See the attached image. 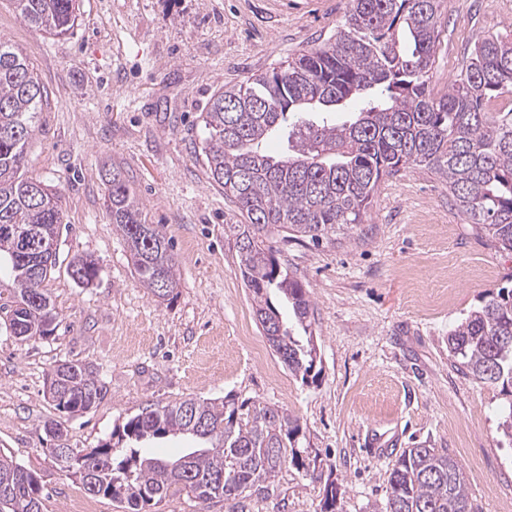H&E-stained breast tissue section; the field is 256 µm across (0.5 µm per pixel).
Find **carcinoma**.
<instances>
[{
	"label": "carcinoma",
	"instance_id": "carcinoma-1",
	"mask_svg": "<svg viewBox=\"0 0 512 512\" xmlns=\"http://www.w3.org/2000/svg\"><path fill=\"white\" fill-rule=\"evenodd\" d=\"M23 21L64 37L73 28L79 0H14ZM445 0H348L344 22L324 44L270 71L213 94L201 114L206 130L202 154L208 178L224 190L244 218L226 225L238 253L240 273L254 294L255 316L273 351L302 379L314 371L313 340L302 345L282 326L268 294L282 293L303 330L310 299L302 282L281 270L273 236H323L362 223L379 184L410 166L436 174L464 216L500 248L512 251V38L489 33L478 39L467 64L448 90L431 87L430 71L441 33ZM44 86L23 52L0 38V264L7 267L17 299L1 305L9 328L45 339L53 313L42 284L56 261L36 278L24 259L32 249L27 232L59 235L62 194L27 175L33 113L42 110ZM358 100L355 119L330 117L337 106ZM287 131L291 152L275 156L263 144ZM106 205L127 244L142 285L158 298L177 288L171 246L157 229L143 225L138 203L121 172L112 170ZM76 279L98 273L88 257L73 259ZM167 289L159 291L158 276ZM448 352L459 368L508 396L499 428L512 438V294L489 293L448 334ZM61 413L78 414L100 399L95 372L78 360H60ZM298 420L274 406L233 400L185 398L147 407L86 451H51L59 469L91 496L107 498L129 512H150L177 487L201 504L273 497L283 466L306 470ZM184 437L202 445L168 460L142 452L137 443ZM5 512H43L37 475L0 453V497ZM380 512H479L464 472L445 448H407L390 469Z\"/></svg>",
	"mask_w": 512,
	"mask_h": 512
}]
</instances>
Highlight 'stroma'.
I'll use <instances>...</instances> for the list:
<instances>
[{
    "instance_id": "stroma-1",
    "label": "stroma",
    "mask_w": 512,
    "mask_h": 512,
    "mask_svg": "<svg viewBox=\"0 0 512 512\" xmlns=\"http://www.w3.org/2000/svg\"><path fill=\"white\" fill-rule=\"evenodd\" d=\"M346 0H80L62 38L0 0V38L18 46L48 92L27 146L30 175L63 194L57 264L45 283L56 329L21 341L0 321V451L34 470L44 512H123L65 478L47 423L69 447H96L150 405L193 397L275 405L297 418L314 474L283 468L278 493L246 512H320L327 483L339 512H374L393 461L419 444L461 464L482 512L512 493V440L498 429V387L458 370L449 332L488 293L512 289V252L464 223L448 189L422 167L380 183L361 224L314 242L276 240L282 267L309 290L318 374L304 380L276 356L225 225L235 203L205 173L200 115L219 89L319 46ZM512 36V0H447L431 85L460 73L487 33ZM125 175L144 223L172 245L178 286L144 288L104 206L112 169ZM95 261L92 284L74 257ZM68 358L94 369L103 393L87 412L56 410L49 369Z\"/></svg>"
}]
</instances>
